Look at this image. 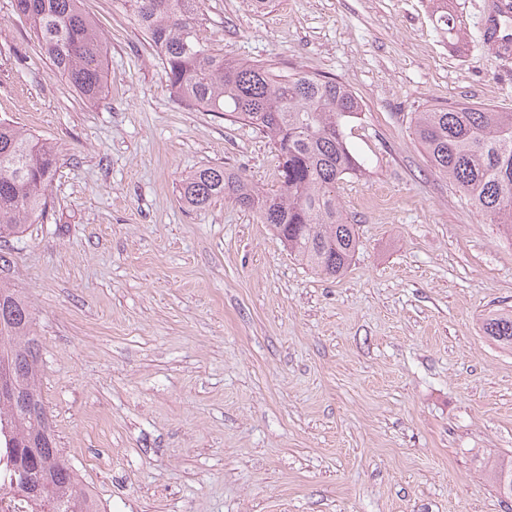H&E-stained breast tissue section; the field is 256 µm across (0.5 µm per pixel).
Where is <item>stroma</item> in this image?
<instances>
[{
    "mask_svg": "<svg viewBox=\"0 0 512 512\" xmlns=\"http://www.w3.org/2000/svg\"><path fill=\"white\" fill-rule=\"evenodd\" d=\"M491 0H204L226 59L316 72L362 104L365 165L338 196L346 273L290 256L255 212L179 197L224 166L273 191L262 133L172 92L121 0H84L106 42L103 95L54 75L0 0V117L48 139L46 209L0 245V282L35 316L60 452L105 512H508L484 461L512 457V239L427 161L415 112L512 111V59L474 45ZM484 322L487 336L496 343L512 349V310L491 315Z\"/></svg>",
    "mask_w": 512,
    "mask_h": 512,
    "instance_id": "stroma-1",
    "label": "stroma"
}]
</instances>
